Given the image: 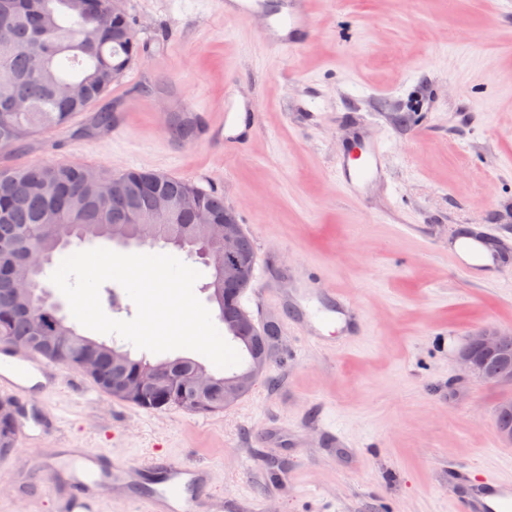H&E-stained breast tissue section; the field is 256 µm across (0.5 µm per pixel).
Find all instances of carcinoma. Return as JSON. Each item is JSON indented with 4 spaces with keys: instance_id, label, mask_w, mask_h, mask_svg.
Instances as JSON below:
<instances>
[{
    "instance_id": "carcinoma-1",
    "label": "carcinoma",
    "mask_w": 512,
    "mask_h": 512,
    "mask_svg": "<svg viewBox=\"0 0 512 512\" xmlns=\"http://www.w3.org/2000/svg\"><path fill=\"white\" fill-rule=\"evenodd\" d=\"M110 0H0V151L18 148L49 131L66 130L73 117L99 100L130 67L140 47L128 13L112 16L102 28L98 15ZM71 81L85 86L80 100H67L56 87ZM27 102L26 112H11L5 102ZM114 122L112 110L94 113L83 136L96 134ZM174 132L185 141L197 139L195 120L176 117ZM86 165L58 161L37 167L0 168V336L38 342L47 336L58 346V360L78 367L83 358L94 359L99 378L94 380L107 396L146 410L180 408L208 415L234 405L227 400L224 380L268 364L276 325H258L241 305L251 288L254 267H246L241 280L226 289L216 285L217 274L206 286L209 299L219 307L224 333L247 356V365L227 376L207 372L209 387L200 391L187 378L206 368L190 358L166 361L164 370L146 356L134 358L126 345L96 340L78 333L60 308L46 300L41 277L71 256L74 238L113 240L132 244L147 240L156 246L190 244L200 215L213 224L237 216L224 206V195L187 181L149 171L131 170L118 177L120 189L102 198L90 195L82 183ZM172 202L174 223H150L159 198ZM29 281L27 294L17 293L13 281ZM158 373L135 396L119 389L134 375ZM17 408L0 400V454L15 445Z\"/></svg>"
}]
</instances>
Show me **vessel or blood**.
I'll use <instances>...</instances> for the list:
<instances>
[{
	"instance_id": "vessel-or-blood-1",
	"label": "vessel or blood",
	"mask_w": 512,
	"mask_h": 512,
	"mask_svg": "<svg viewBox=\"0 0 512 512\" xmlns=\"http://www.w3.org/2000/svg\"><path fill=\"white\" fill-rule=\"evenodd\" d=\"M311 22V0H284L270 24L272 50L299 51L313 33ZM241 135L235 101L225 96V146L234 147ZM351 139V154L336 160V184L346 196L361 200L372 184L386 179L379 165L382 147L361 131ZM278 300L289 309L291 321L303 335L317 342L322 341L329 318H337L349 339L359 336L365 324L364 314L352 298L341 292L322 297L320 283L311 275L304 279L300 294L282 292ZM60 384L59 368L43 355L0 345V399L23 407L33 394L55 393ZM54 462L56 473L65 475L77 489L76 497L64 504L66 512H100L108 489L123 482L142 485V492L135 496L139 512H199L198 494L214 479L210 468L198 462L155 456L143 466L124 467L108 455L85 448L63 449ZM448 484L456 491V512H512V482L488 474L469 480L459 469L449 472Z\"/></svg>"
}]
</instances>
